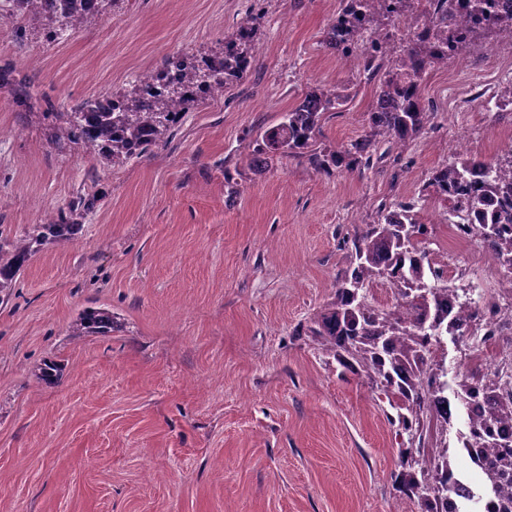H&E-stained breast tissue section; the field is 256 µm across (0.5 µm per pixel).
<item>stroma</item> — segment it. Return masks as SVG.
Returning a JSON list of instances; mask_svg holds the SVG:
<instances>
[{
	"mask_svg": "<svg viewBox=\"0 0 512 512\" xmlns=\"http://www.w3.org/2000/svg\"><path fill=\"white\" fill-rule=\"evenodd\" d=\"M251 0H117L59 39L0 22V228L22 235L79 194L103 196L76 239L32 256L0 301V512H418L396 497L404 436L367 378H341L306 333L349 267L347 238L381 203L420 196L460 152L507 159L512 112L485 101L512 58L464 51L428 69L431 128L359 172L316 173L301 157L255 156L257 132L306 91L346 83L319 145L357 139L372 83L323 43L339 0H265L255 67L185 113L168 142L105 168L50 143L46 112L129 90L175 51H219ZM484 82L472 85V68ZM238 174L229 197L225 170ZM428 198L430 258L485 298L502 270ZM111 311L107 336H73L83 310ZM511 350L444 337L448 381ZM58 377L41 380L44 362Z\"/></svg>",
	"mask_w": 512,
	"mask_h": 512,
	"instance_id": "1",
	"label": "stroma"
}]
</instances>
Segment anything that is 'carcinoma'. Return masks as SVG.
<instances>
[{
    "label": "carcinoma",
    "mask_w": 512,
    "mask_h": 512,
    "mask_svg": "<svg viewBox=\"0 0 512 512\" xmlns=\"http://www.w3.org/2000/svg\"><path fill=\"white\" fill-rule=\"evenodd\" d=\"M403 16L436 29L435 40L410 39L395 46L396 16L382 8L380 0H340V29L332 24L325 34L327 45L338 50L344 40L359 44L369 31L379 46L363 67L365 79L376 85V101L368 125L356 140L336 147L317 145L319 122L326 112L340 111L350 99L345 84L309 89L302 101L283 113L282 121L254 140L258 154L303 157L324 174L370 168L382 145L403 143L422 134L431 113L421 100V83L434 64L448 63L435 54L434 41L448 42V0H436L433 11L423 0H397ZM12 19L24 25H43L52 35L75 31L88 14L82 0H14ZM261 8L251 7L224 52L199 58L180 53V80L159 75L155 96L145 97L142 85L116 100L111 112L96 108L98 98L82 102L72 112H46L47 131L53 144H74L104 166H119L144 155L167 141L191 104L199 100L195 89L217 75L223 88L239 83L256 57L260 39ZM505 164L486 163L467 155L432 172L427 187L448 203V216L457 218V233L478 239L505 273V291L512 290V151ZM421 198L384 204L377 219L352 240L351 266L336 280L334 300L308 326L326 353L343 371L369 378L377 389L396 398L390 425L408 435L401 449L402 470L394 475L398 497L417 504L419 512H462L451 501L459 467L449 447H428L427 433L435 424L452 425L454 408L470 411L479 399L475 416H467L468 431L460 435L467 465L479 469L489 499L483 512H512V434L501 430L512 422V360L494 369L475 368L460 375L453 392L439 380L444 367L435 360L443 336L470 337L484 345L500 339L501 316L512 318V303H482L448 285L445 272L429 259L428 227L414 209ZM95 196L79 197L48 215L46 222L20 237L0 229V294L14 287L17 273L45 246L78 235L79 220L96 207ZM478 216L482 223L471 224ZM388 282L397 294L389 309L368 298L370 284ZM112 313L85 311L71 323L70 335L106 336L115 329Z\"/></svg>",
    "instance_id": "1"
}]
</instances>
